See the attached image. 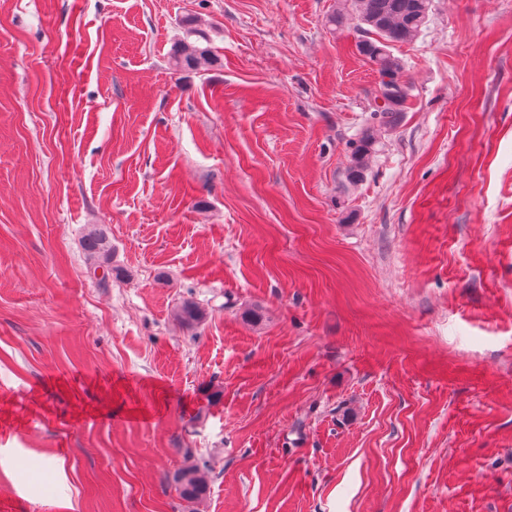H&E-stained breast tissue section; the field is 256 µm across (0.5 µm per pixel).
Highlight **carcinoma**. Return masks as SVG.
Masks as SVG:
<instances>
[{"label":"carcinoma","instance_id":"obj_1","mask_svg":"<svg viewBox=\"0 0 512 512\" xmlns=\"http://www.w3.org/2000/svg\"><path fill=\"white\" fill-rule=\"evenodd\" d=\"M358 17L362 29V38L357 49L367 61L376 67L378 87L385 86V78L399 83L400 90L389 104L380 107L371 106L372 114L378 118V125L391 127L398 123L400 112L404 111L411 96V86L403 79L404 64L390 51L395 43H410L417 39L425 27L432 8V0H347ZM186 37L177 43L171 53L173 64L177 68H203L215 60L211 48L201 47L190 38L206 39V35L194 24L188 23ZM376 144L374 128L363 133L360 144L353 151L354 165L350 169L349 179L358 182L366 169V159ZM111 245L102 232H93L86 237V251L91 257L90 273L102 272L99 281L104 282L112 274L109 263ZM177 319L185 326L193 327L204 319V311L192 301H184L176 311ZM180 494L187 500L203 497L208 489L206 475L194 465L182 468L176 476Z\"/></svg>","mask_w":512,"mask_h":512}]
</instances>
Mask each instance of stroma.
Here are the masks:
<instances>
[{
	"label": "stroma",
	"mask_w": 512,
	"mask_h": 512,
	"mask_svg": "<svg viewBox=\"0 0 512 512\" xmlns=\"http://www.w3.org/2000/svg\"><path fill=\"white\" fill-rule=\"evenodd\" d=\"M341 7L0 0V512H512V0L393 47L354 185ZM185 27L186 37L174 46L171 53L175 67L195 70L213 63L215 57L210 46L200 47L196 44L200 39L208 42L206 35L192 23H187ZM191 37H197L196 41L191 42ZM376 144L374 127L367 128L363 133L360 144L353 151L354 165L350 169L349 179L352 183L358 182L366 169V159ZM91 257L90 273L94 277L97 276L98 270H102L99 281L105 282L112 274V267L109 263V255L111 250L110 241L103 232L89 233L86 237V249ZM181 496L187 500L203 497L208 489L206 475L194 465L182 468L176 476Z\"/></svg>",
	"instance_id": "1"
}]
</instances>
